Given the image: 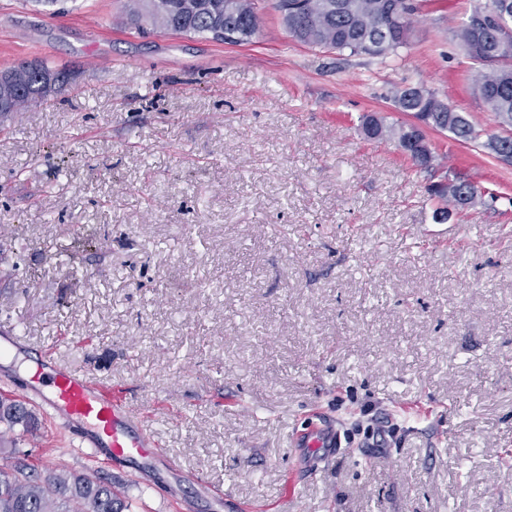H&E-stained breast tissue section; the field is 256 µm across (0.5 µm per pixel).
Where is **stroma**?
<instances>
[{"label": "stroma", "instance_id": "stroma-1", "mask_svg": "<svg viewBox=\"0 0 512 512\" xmlns=\"http://www.w3.org/2000/svg\"><path fill=\"white\" fill-rule=\"evenodd\" d=\"M483 0H414L385 57L294 41L276 0L226 44L140 33L127 0H0V70L75 72L0 115V365L17 398L27 349L56 351L151 419L187 474L172 502L94 464L46 413L0 425V463L98 468L129 512H512V163L427 131L421 169L360 118L412 123L422 85L482 134L501 128L455 37ZM467 175L474 207L439 223L433 184ZM398 426L357 434L363 406ZM351 438L320 472L290 436L312 410Z\"/></svg>", "mask_w": 512, "mask_h": 512}]
</instances>
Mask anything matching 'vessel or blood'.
Here are the masks:
<instances>
[{"mask_svg":"<svg viewBox=\"0 0 512 512\" xmlns=\"http://www.w3.org/2000/svg\"><path fill=\"white\" fill-rule=\"evenodd\" d=\"M21 393L34 406L50 411L92 457L116 467L137 463L140 480L168 498H178L177 485L166 480L176 465L154 439L144 417L94 382L88 372L43 360L37 362ZM336 433L332 423H313L294 431L290 444L323 458L335 452Z\"/></svg>","mask_w":512,"mask_h":512,"instance_id":"b4317fda","label":"vessel or blood"}]
</instances>
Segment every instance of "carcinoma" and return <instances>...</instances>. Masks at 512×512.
<instances>
[{
	"label": "carcinoma",
	"mask_w": 512,
	"mask_h": 512,
	"mask_svg": "<svg viewBox=\"0 0 512 512\" xmlns=\"http://www.w3.org/2000/svg\"><path fill=\"white\" fill-rule=\"evenodd\" d=\"M497 14L475 8L455 36L472 63L480 97L490 106L503 129L512 128V0H493ZM290 36L297 42L328 52L385 57L407 44L414 6L411 0H277ZM132 22L154 30L206 36L224 28V41L243 43L260 29L255 0H127ZM8 98L14 110L37 105L70 85L74 72L43 61L22 62L4 71ZM395 106L421 123L416 142L410 129L391 128L376 116L362 118L366 137L397 138L400 149L415 164L427 168L433 156L423 128L448 132L462 142H474L479 132L461 112L431 90L408 87L395 97ZM484 147L505 162L512 161V135L494 134ZM441 206L435 213L465 209L480 200L474 185L457 179L432 191ZM0 423L29 431L34 413L15 401L0 399ZM0 512H128L125 498L112 480L94 473L41 472L22 461L0 465Z\"/></svg>",
	"instance_id": "obj_1"
}]
</instances>
